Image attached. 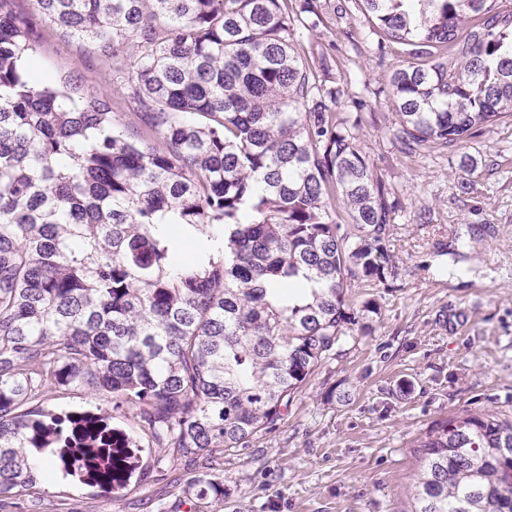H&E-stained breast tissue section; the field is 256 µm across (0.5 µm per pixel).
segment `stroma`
I'll use <instances>...</instances> for the list:
<instances>
[{
  "label": "stroma",
  "mask_w": 512,
  "mask_h": 512,
  "mask_svg": "<svg viewBox=\"0 0 512 512\" xmlns=\"http://www.w3.org/2000/svg\"><path fill=\"white\" fill-rule=\"evenodd\" d=\"M321 5L318 27L303 40L329 60L339 91L333 112L367 102L359 144L402 204L388 242L397 274L384 286L353 281L350 303L376 300L378 313L347 330L276 426L218 456L217 512H411L417 444L433 424L464 409L512 420V119L460 148L399 152L390 141L398 115L389 80L404 55L380 43L352 0ZM36 61L125 111L100 47L45 28ZM466 155L473 169H461ZM43 407L104 414L132 434L140 484L118 499L74 480L40 477L37 490L76 512H194L184 492L192 463L168 460L128 412L77 388L50 393Z\"/></svg>",
  "instance_id": "obj_1"
}]
</instances>
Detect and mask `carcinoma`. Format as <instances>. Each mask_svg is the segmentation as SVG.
<instances>
[{
    "label": "carcinoma",
    "instance_id": "1",
    "mask_svg": "<svg viewBox=\"0 0 512 512\" xmlns=\"http://www.w3.org/2000/svg\"><path fill=\"white\" fill-rule=\"evenodd\" d=\"M29 2L0 0V496L35 484L28 448L120 495L137 442L104 415L45 412L46 396L102 394L179 458L248 447L358 323L347 280L395 276L401 203L357 144L361 116L332 112L327 58L296 38L321 0ZM352 2L406 58L397 147L459 146L512 117L496 0ZM38 26L111 49L161 145L37 74ZM418 448L412 512H512V421L465 411ZM187 486L197 512L224 500L209 471ZM29 509L74 512L39 492Z\"/></svg>",
    "mask_w": 512,
    "mask_h": 512
}]
</instances>
